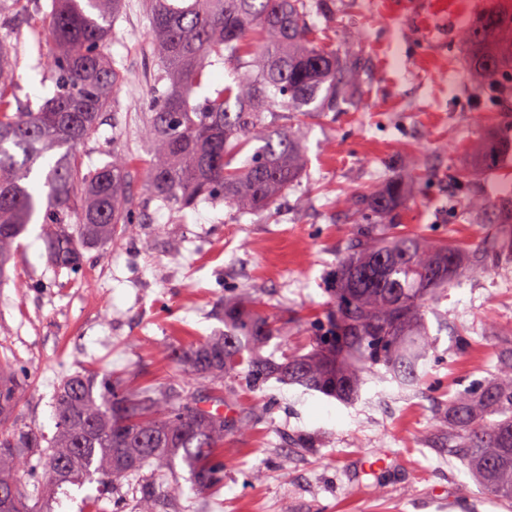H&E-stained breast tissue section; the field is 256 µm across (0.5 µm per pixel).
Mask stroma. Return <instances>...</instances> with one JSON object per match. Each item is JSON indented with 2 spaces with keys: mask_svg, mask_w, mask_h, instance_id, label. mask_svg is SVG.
<instances>
[{
  "mask_svg": "<svg viewBox=\"0 0 512 512\" xmlns=\"http://www.w3.org/2000/svg\"><path fill=\"white\" fill-rule=\"evenodd\" d=\"M491 2L336 0L333 17H312L324 44L358 39L355 103L308 126L304 175L262 215L232 219L226 207L202 203L179 220L152 209L138 237L86 249L77 273L47 265L35 217L0 276V360L18 380L12 426L53 435L55 391L77 372L130 388L184 380L169 350L223 333L228 299H250L287 326L288 342L271 339L268 350L310 352L354 229L392 228L465 253L490 248L497 211L464 203L512 188V155L492 171L477 164L481 143L512 126V111L487 110L464 82L468 49L457 34ZM31 22L28 8L7 17L23 101L40 94L39 61L51 50ZM113 27L108 51L124 64L121 146L141 163L158 70L144 0H123ZM452 76L461 84L449 85ZM394 173L412 181L394 227L343 205L346 194L374 192ZM427 321L434 349L418 386L400 387L378 370L358 400L343 404L277 379L260 389L225 380L250 429L224 437L223 485L196 492L183 468L157 476L147 467L143 480L181 486V512H506L449 453L447 414L449 400L485 377L499 343L512 337V254L467 274ZM377 457L387 467L366 469ZM20 484L36 512H85L90 498L99 512H136L140 496L135 484L107 490L94 481L52 496L39 467Z\"/></svg>",
  "mask_w": 512,
  "mask_h": 512,
  "instance_id": "35a3bbf8",
  "label": "stroma"
}]
</instances>
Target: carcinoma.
I'll list each match as a JSON object with an SVG mask.
<instances>
[{
	"label": "carcinoma",
	"instance_id": "cac0c4a2",
	"mask_svg": "<svg viewBox=\"0 0 512 512\" xmlns=\"http://www.w3.org/2000/svg\"><path fill=\"white\" fill-rule=\"evenodd\" d=\"M122 0H49L39 7L53 51L41 66L48 84L39 105L14 112L13 33L0 24V270L13 258L41 202L47 264L71 272L84 246L117 243L138 229L134 189L141 175L132 157L114 147L110 159L84 168L79 148L98 133L121 71L107 54ZM331 0H147L159 62L152 88L160 106L149 113L147 199L157 209L184 216L200 203L224 204L233 215L261 213L301 179L303 126L350 103L348 46L320 43L309 23L330 12ZM469 45L468 76L487 101L512 99V0H496L459 32ZM221 64L230 81L196 97ZM251 154L241 166L236 158ZM512 153V137L492 138L479 150L489 171ZM407 194L397 178L344 203L391 223ZM472 211L495 207L512 223V197L471 198ZM483 250L470 256L416 236L376 237L358 231L336 263L333 306L325 329L305 355L265 357L259 347L288 329L270 323L244 300L224 302V334L169 358L188 373L179 386L130 390L76 373L58 385L55 432L38 436L13 429L0 434V512H33L15 477L31 470L23 448L46 447L49 482L79 478L109 487L138 477L154 463L184 465L200 491L224 483V435H244L239 417L220 414L224 379L245 367L250 387L283 377L341 401L355 398L363 373L381 366L412 387L433 348L425 318L441 294L469 271L485 267ZM494 371L458 391L448 405L453 434L448 447L484 491L512 504V344L496 353ZM180 488L163 496L145 488L138 512H157L160 500L179 501Z\"/></svg>",
	"mask_w": 512,
	"mask_h": 512
}]
</instances>
